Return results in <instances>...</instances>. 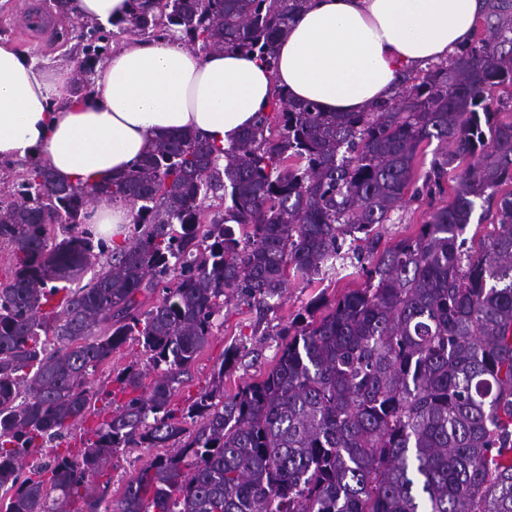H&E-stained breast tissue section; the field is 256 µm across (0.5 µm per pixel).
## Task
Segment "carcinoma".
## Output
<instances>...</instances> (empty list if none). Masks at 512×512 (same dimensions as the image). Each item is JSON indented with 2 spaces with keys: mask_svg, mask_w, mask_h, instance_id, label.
<instances>
[{
  "mask_svg": "<svg viewBox=\"0 0 512 512\" xmlns=\"http://www.w3.org/2000/svg\"><path fill=\"white\" fill-rule=\"evenodd\" d=\"M310 2L130 0L115 26L272 69ZM486 2L484 34L401 74L365 112L279 89L224 149L184 133L109 183H64L31 163L0 192L14 257L0 287V512H98L109 485L91 491L90 478L121 448L170 452L115 512H512V122L498 118L512 111V0ZM83 38L75 95L108 35ZM450 181L448 204L382 246L406 197L433 200ZM100 194L132 209L121 245L86 227ZM208 199L219 210L204 224ZM478 207L493 230L468 238ZM351 257L364 287L293 320L261 380L226 396L221 371L187 411L172 408L225 306L269 310L289 277L311 282ZM129 340L148 359L118 375V404L90 376ZM99 401L114 409L94 441L60 453Z\"/></svg>",
  "mask_w": 512,
  "mask_h": 512,
  "instance_id": "cac0c4a2",
  "label": "carcinoma"
}]
</instances>
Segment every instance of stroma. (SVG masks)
I'll use <instances>...</instances> for the list:
<instances>
[{"instance_id": "1", "label": "stroma", "mask_w": 512, "mask_h": 512, "mask_svg": "<svg viewBox=\"0 0 512 512\" xmlns=\"http://www.w3.org/2000/svg\"><path fill=\"white\" fill-rule=\"evenodd\" d=\"M50 15L60 22L56 43L23 41L20 37L23 17ZM82 21L63 13L57 0H12V7L0 11V42H8L27 51L38 65L77 70L85 45L81 37ZM364 282L360 274L344 278L329 277L311 284L289 280L283 297L265 317H258L255 310L244 304L232 303L225 307L216 321L208 342L190 368L188 378L178 387L172 398L174 407H188L200 390L211 385L214 377L223 376L224 393L236 394L246 384L259 379L274 363V358L284 344L282 335L296 314L303 312L315 299L333 304L337 297ZM236 346L240 356L231 367H223L224 352ZM154 448H123L112 459L109 474L112 478L109 493L119 497L122 486L146 464L157 456Z\"/></svg>"}]
</instances>
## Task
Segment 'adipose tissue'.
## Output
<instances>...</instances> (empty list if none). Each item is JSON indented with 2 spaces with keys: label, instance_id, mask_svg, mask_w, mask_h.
<instances>
[{
  "label": "adipose tissue",
  "instance_id": "1",
  "mask_svg": "<svg viewBox=\"0 0 512 512\" xmlns=\"http://www.w3.org/2000/svg\"><path fill=\"white\" fill-rule=\"evenodd\" d=\"M61 6L105 27L130 10L129 0ZM485 9V0H313L277 42L272 70L238 51L201 56L170 40L134 38L96 67L85 97L69 93V70L38 67L0 43V161L37 160L60 181L103 184L187 129L227 147L278 86L324 112H363L395 94L401 71L447 59L470 42ZM86 222L119 244L131 209L99 195Z\"/></svg>",
  "mask_w": 512,
  "mask_h": 512
}]
</instances>
